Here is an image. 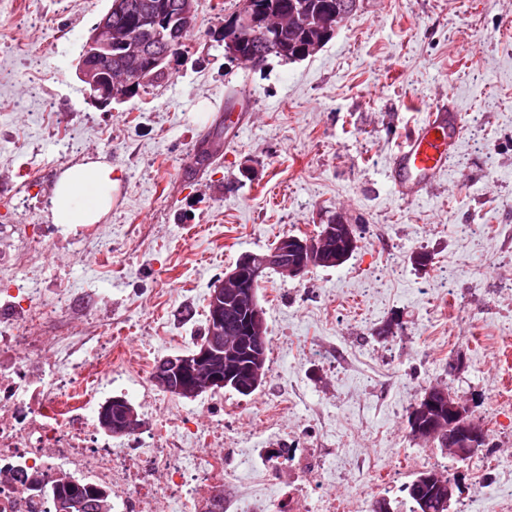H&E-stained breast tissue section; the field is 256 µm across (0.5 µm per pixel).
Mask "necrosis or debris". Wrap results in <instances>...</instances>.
<instances>
[{
	"label": "necrosis or debris",
	"instance_id": "necrosis-or-debris-1",
	"mask_svg": "<svg viewBox=\"0 0 512 512\" xmlns=\"http://www.w3.org/2000/svg\"><path fill=\"white\" fill-rule=\"evenodd\" d=\"M0 300V512H49L48 485L59 476L109 491L114 512H158L159 499L176 512H340L313 482L322 457L314 448L280 449L261 464L227 459L216 445L224 422L193 415L150 395L158 419L148 435L123 446L101 435L98 412L116 378L138 372L111 324L68 321L71 291L46 296L26 279L11 280ZM294 476L284 495L267 489Z\"/></svg>",
	"mask_w": 512,
	"mask_h": 512
}]
</instances>
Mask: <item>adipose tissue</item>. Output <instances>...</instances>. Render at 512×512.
<instances>
[{"mask_svg": "<svg viewBox=\"0 0 512 512\" xmlns=\"http://www.w3.org/2000/svg\"><path fill=\"white\" fill-rule=\"evenodd\" d=\"M115 186L109 163L90 160L65 169L52 193L54 224L72 231L99 223L112 207Z\"/></svg>", "mask_w": 512, "mask_h": 512, "instance_id": "ef3b65f1", "label": "adipose tissue"}]
</instances>
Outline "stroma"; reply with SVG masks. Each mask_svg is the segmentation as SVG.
Listing matches in <instances>:
<instances>
[{"instance_id":"stroma-1","label":"stroma","mask_w":512,"mask_h":512,"mask_svg":"<svg viewBox=\"0 0 512 512\" xmlns=\"http://www.w3.org/2000/svg\"><path fill=\"white\" fill-rule=\"evenodd\" d=\"M110 0H0V254L23 228L52 223L62 170L112 164L105 224L112 253L58 239L28 257L31 282L74 288L73 323L98 316L157 361L203 335L216 279L247 252L312 234L344 214L358 240L337 267L270 273L258 298L268 337L262 386L220 390L224 445L236 456L328 449L322 493L345 512L405 499L436 469L464 491L451 512H506L512 488V0H360L334 37L300 61L229 59L218 35L240 0H198L195 25L162 82L102 108L76 74ZM439 96L462 115L458 150L437 188L398 197L386 173L400 137ZM223 129L217 156L202 142ZM429 262L415 263L416 254ZM447 386L480 423L472 459L409 436L425 389ZM282 407L276 426L271 408Z\"/></svg>"}]
</instances>
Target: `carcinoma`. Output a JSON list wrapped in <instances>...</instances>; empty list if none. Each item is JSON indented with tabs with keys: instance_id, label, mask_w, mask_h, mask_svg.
<instances>
[{
	"instance_id": "carcinoma-1",
	"label": "carcinoma",
	"mask_w": 512,
	"mask_h": 512,
	"mask_svg": "<svg viewBox=\"0 0 512 512\" xmlns=\"http://www.w3.org/2000/svg\"><path fill=\"white\" fill-rule=\"evenodd\" d=\"M121 2V8L112 12V24L127 25L136 21L149 4L155 0H112ZM257 7L261 24L241 33V43L254 57L257 65H262L269 56L275 55L283 60L300 59L297 52L318 36L321 30L336 31L340 23L352 10L345 7L348 0H308L312 5L309 13L298 10L300 0H251ZM273 21L278 25L274 31L265 30V22ZM438 472L426 469L415 473L414 478L405 486L408 512H448L443 496L437 487L435 477ZM57 487L51 490L52 498L63 500L61 512H112L110 495L103 489L79 485L81 493L70 494L73 482L62 475L56 480Z\"/></svg>"
}]
</instances>
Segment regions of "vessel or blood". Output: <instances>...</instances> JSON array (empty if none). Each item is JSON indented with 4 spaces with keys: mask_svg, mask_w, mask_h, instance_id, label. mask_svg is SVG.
Returning <instances> with one entry per match:
<instances>
[{
    "mask_svg": "<svg viewBox=\"0 0 512 512\" xmlns=\"http://www.w3.org/2000/svg\"><path fill=\"white\" fill-rule=\"evenodd\" d=\"M428 112L427 120L399 141L388 172L393 190L411 202L423 199L447 171L462 130L454 104L437 99Z\"/></svg>",
    "mask_w": 512,
    "mask_h": 512,
    "instance_id": "vessel-or-blood-1",
    "label": "vessel or blood"
}]
</instances>
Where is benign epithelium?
Instances as JSON below:
<instances>
[{"label": "benign epithelium", "instance_id": "7a95c632", "mask_svg": "<svg viewBox=\"0 0 512 512\" xmlns=\"http://www.w3.org/2000/svg\"><path fill=\"white\" fill-rule=\"evenodd\" d=\"M197 10L198 0H187L178 20L168 19L158 10L139 21L138 29L112 25V10H107L86 39L77 63V75L89 99L102 108L109 107L133 97L144 87L147 78L143 64L167 70L178 57L171 37L176 29L193 23ZM255 17L254 9L248 7L225 18L220 37L230 59L247 61L239 36L254 26ZM115 47L128 49L129 62L113 65ZM356 247L352 225L334 215L310 236H284L265 254H243L210 290L207 339L189 353L167 356L168 372L156 373L154 383L170 395L189 400L218 391L231 382L245 393L252 391L261 378V351L256 349L253 337L261 335L265 328L264 310L256 295L263 270L273 266L282 277L296 278L316 265H341ZM227 302L233 303L242 317L234 329V339L224 335ZM438 397L443 402L433 400L418 409L413 418L418 433L441 442L459 459L476 455L485 447L487 434L477 422L465 420L470 412L469 402L444 391ZM100 424L110 435L121 437L138 430L143 420L131 404L115 401L103 406Z\"/></svg>", "mask_w": 512, "mask_h": 512}]
</instances>
